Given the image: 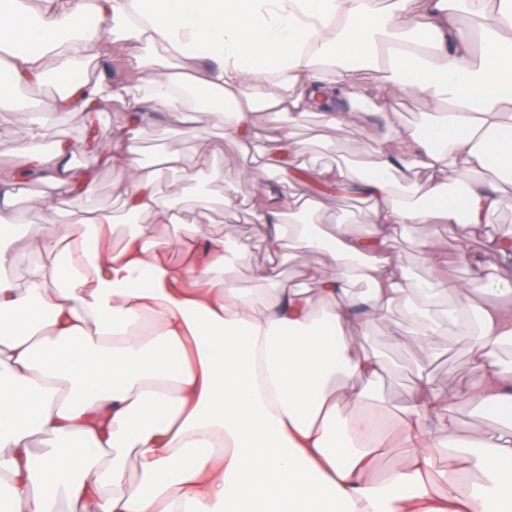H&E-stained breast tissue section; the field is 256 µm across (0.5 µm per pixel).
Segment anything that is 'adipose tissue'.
Wrapping results in <instances>:
<instances>
[{
    "label": "adipose tissue",
    "instance_id": "obj_1",
    "mask_svg": "<svg viewBox=\"0 0 512 512\" xmlns=\"http://www.w3.org/2000/svg\"><path fill=\"white\" fill-rule=\"evenodd\" d=\"M474 17L483 35L477 56ZM69 30L76 38L60 45ZM382 38L394 79H412L438 108L425 128L404 132L409 158L381 154L353 176L316 170L327 189L367 201L368 233L324 234L272 195L253 215L267 227L270 251L289 230L301 250L335 251L336 273L315 293L275 289L262 303L235 288L224 267L247 249L226 239L211 241L204 260L163 262L153 226L183 218L140 162L133 113L112 127V164L129 176L127 212L152 213L153 225L115 248L112 213L51 207L58 232L32 243L38 259L24 293L2 275L16 255L0 242V474L17 512H58L63 502H90L95 512H512V428L466 441L451 416L460 401L512 408V372L496 362L512 342V306L481 308L459 294L453 320L472 340L478 376L428 396V377L418 374L397 420L408 451L376 482L369 473L387 442L369 408L370 384L384 366L345 338L346 327L362 333L366 325L342 301L345 281L361 279L375 306L407 297L417 333L438 332L417 303L442 295L447 281L409 283L388 240L401 224H488L497 206L490 184L512 180V0L476 12L457 0H390L382 9L373 0H0V48L33 46L6 62L0 109L22 81L51 68L83 76L60 107L99 111L106 100L86 72L118 57L136 78L116 97L149 102L188 132L200 121L182 93L188 85L228 103L207 114L241 141L257 137L251 116L261 109L295 124L318 111L340 130L351 115L335 101L362 97L355 63L375 57ZM320 56L340 61L333 78L315 75ZM18 150L28 170L71 192L66 147H47L41 122L22 132ZM461 180L459 204L447 185ZM325 299L333 308L315 315ZM339 373L355 387H333ZM347 399L356 412L342 419ZM33 433L47 439L36 454ZM132 456L139 472L131 480ZM442 457L439 489L423 475ZM475 468L489 485L463 491Z\"/></svg>",
    "mask_w": 512,
    "mask_h": 512
}]
</instances>
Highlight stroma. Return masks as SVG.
Masks as SVG:
<instances>
[{
  "label": "stroma",
  "mask_w": 512,
  "mask_h": 512,
  "mask_svg": "<svg viewBox=\"0 0 512 512\" xmlns=\"http://www.w3.org/2000/svg\"><path fill=\"white\" fill-rule=\"evenodd\" d=\"M385 57H378L370 70L361 72L364 104L349 103L352 119L344 129L327 127L319 116H308L299 126L293 125L287 115L270 119L265 112H257L254 119L263 130V136L252 147L228 137L224 139V153L212 155L208 144L222 137L220 128L210 122H202L195 132L186 133L177 119L165 112L150 113L138 129L142 160H149L156 152L183 155L198 174L197 188L200 193L213 199L214 205L206 221L213 237L224 236L246 245V260L228 264L225 276L235 287L254 294L266 293L269 287L283 289H314L315 283L308 277L309 270H316L327 277L336 272V255L329 250L302 251L292 240H284L277 253L266 247L261 225L240 219L224 207V194L237 190L244 211L257 208L261 198L273 194L281 196L284 204H291L292 194H301L315 201L312 221L324 231H332L336 225H344L350 236L367 231L361 222L365 209L357 197L342 193L324 194L315 178L297 179L291 172H273L250 166L248 150L264 154L265 141L269 138L292 136L302 142L303 150L298 157L306 169L324 166L340 167L359 172L374 160L373 150L383 147L393 156L403 153L398 136L399 129L421 128L424 118L434 109L433 102L414 86L392 85L388 94L393 109L376 112L372 103L381 83ZM47 112L49 120L44 140L48 144L64 141L69 147L73 180L85 184L82 195H74L69 204L74 208L106 210L113 212L117 221L112 226V244L121 246L134 234L139 225L150 223V214L124 213L121 203L125 183L112 166V125L125 112L121 100H111L98 112L100 133L97 140L88 137L89 119L84 115L58 108L55 95L49 90H38L32 98L8 111L0 112V173L17 172L23 168L18 151V138L26 129L32 109ZM18 207L24 215L28 229L25 236L17 238V248H25L29 241L53 236L57 226L52 223L46 206L56 196L55 188L39 179H23L16 185ZM498 205L486 228L472 229L445 224H406L396 230L390 241V249L401 271L408 276L424 280L442 278L448 282V293L429 306L427 314L443 321L442 334L419 336L407 325L402 304L390 309L372 308L365 314L368 325L367 337L359 345V355H378L386 362V369L374 387L379 404L386 409L387 417H394L404 406L418 372H425L430 383L427 393L446 392L467 385L476 375L471 343L468 338L456 335L448 326V310L455 302L460 289H469L476 305L493 306L512 300V286L507 282L491 285L476 284L472 264L460 265L455 256L466 251L469 257L481 258L487 269L507 267V259L490 251L486 239L488 231L512 226V184L499 186ZM424 240L438 241L439 246L430 253H423L419 244ZM274 269L275 282L265 281L262 273ZM452 415L458 434L474 440L498 432L502 419L482 414L466 403L455 405Z\"/></svg>",
  "instance_id": "obj_1"
}]
</instances>
